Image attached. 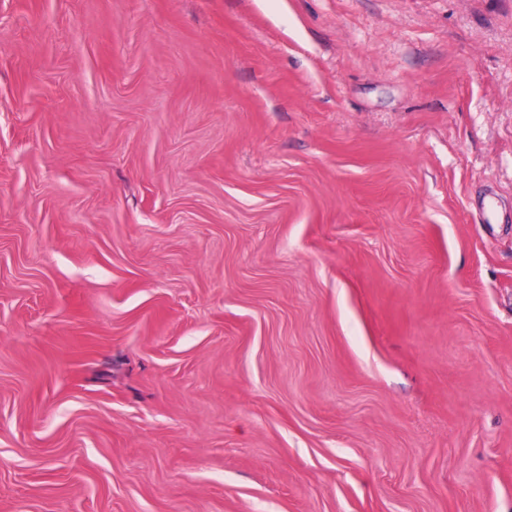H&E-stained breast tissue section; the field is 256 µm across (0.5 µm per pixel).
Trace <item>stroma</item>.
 Wrapping results in <instances>:
<instances>
[{"mask_svg": "<svg viewBox=\"0 0 512 512\" xmlns=\"http://www.w3.org/2000/svg\"><path fill=\"white\" fill-rule=\"evenodd\" d=\"M0 512H512V0H0Z\"/></svg>", "mask_w": 512, "mask_h": 512, "instance_id": "stroma-1", "label": "stroma"}]
</instances>
